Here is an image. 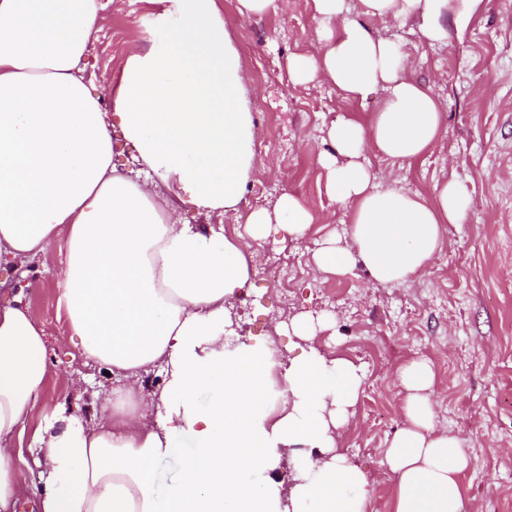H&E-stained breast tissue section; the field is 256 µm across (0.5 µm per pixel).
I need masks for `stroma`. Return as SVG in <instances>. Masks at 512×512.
Returning a JSON list of instances; mask_svg holds the SVG:
<instances>
[{
  "mask_svg": "<svg viewBox=\"0 0 512 512\" xmlns=\"http://www.w3.org/2000/svg\"><path fill=\"white\" fill-rule=\"evenodd\" d=\"M251 83L256 161L262 175L219 222L226 237L245 230L253 210L285 193L298 196L314 221L303 240L271 230L251 255L285 253L294 265L287 290L251 277L232 310L233 337L263 339L294 356L305 341L278 332V322L311 311L329 325L314 347L344 359L362 374L357 404L338 446L369 479V512H390L394 477L383 464L402 423L404 391L397 370L409 358H429L438 387V428L460 441L470 464L462 475L463 512H512V0H485L466 41H422L415 24L386 29L413 62L411 77L431 87L445 105V131L420 159L399 164L374 154L365 162L377 181L434 200L435 184L454 180L474 198L466 223L447 225L440 253L428 270L405 284L374 282L363 266L342 277L313 270V251L329 236H346V209L330 195L318 161L330 151L327 130L343 113L366 115L375 106L343 100L324 79L294 84L288 59L317 53L320 24L308 0H275L260 16H244L237 0H221ZM153 10L149 0H108L104 26L90 43L86 78L101 98L130 44L143 42ZM59 245L49 247L22 278L24 298L39 315L53 367L29 413L37 428L58 403L87 418L90 397L109 398L118 376L76 359L69 327L57 307Z\"/></svg>",
  "mask_w": 512,
  "mask_h": 512,
  "instance_id": "stroma-1",
  "label": "stroma"
}]
</instances>
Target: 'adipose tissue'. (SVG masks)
Returning <instances> with one entry per match:
<instances>
[{"instance_id": "adipose-tissue-1", "label": "adipose tissue", "mask_w": 512, "mask_h": 512, "mask_svg": "<svg viewBox=\"0 0 512 512\" xmlns=\"http://www.w3.org/2000/svg\"><path fill=\"white\" fill-rule=\"evenodd\" d=\"M148 47H131L109 79L110 109L86 81L88 47L103 26L100 0H0V267H25L63 239L58 307L70 340L101 370L122 375L97 419L57 406L35 432L28 412L50 372L45 332L22 292L0 302V512L20 496L21 443L38 445L36 512H367L366 474L336 451L362 385L359 370L310 349L286 358L260 341L226 343L228 312L251 277L247 239L279 225L305 236L312 217L296 195L253 212L246 238L208 217L256 179L248 76L220 0H157ZM367 16L417 22L423 41H464L484 0H362ZM321 49L294 55L302 85L324 77L342 97L378 94L367 119L345 114L320 158L336 201L352 205L347 238L314 253L320 272L363 265L382 285L423 273L446 225L474 205L456 181L433 203L376 182L365 151L421 158L442 137L445 109L409 76L390 38L352 17L346 0H309ZM144 173L115 160L113 130ZM203 225L180 223L182 207ZM163 367L158 390L148 375ZM402 425L384 452L395 477L391 512H462L469 460L438 430L430 360L398 372ZM152 391L156 415L137 409ZM190 453L158 497L155 471L178 440ZM306 454L290 491L272 473L287 448Z\"/></svg>"}]
</instances>
